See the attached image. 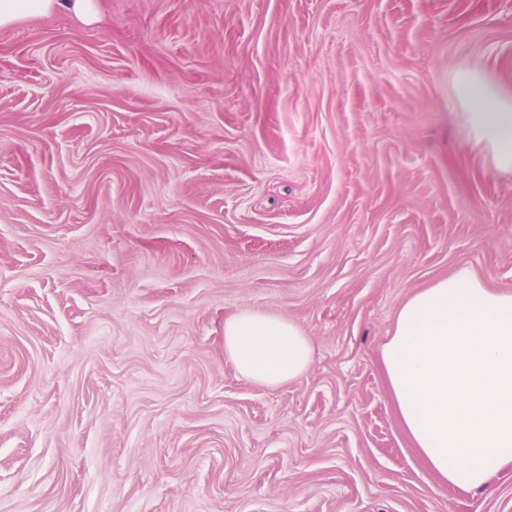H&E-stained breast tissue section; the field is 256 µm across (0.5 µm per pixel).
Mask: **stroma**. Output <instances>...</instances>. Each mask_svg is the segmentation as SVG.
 Instances as JSON below:
<instances>
[{
  "instance_id": "stroma-1",
  "label": "stroma",
  "mask_w": 512,
  "mask_h": 512,
  "mask_svg": "<svg viewBox=\"0 0 512 512\" xmlns=\"http://www.w3.org/2000/svg\"><path fill=\"white\" fill-rule=\"evenodd\" d=\"M0 28V512H512L442 483L382 349L469 268L512 292V0H99ZM257 309L314 361L224 352ZM454 85L469 141L482 145L497 169L512 172V89L475 69L460 71ZM224 351L246 379L278 387L302 376L314 347L296 323L246 309L224 322Z\"/></svg>"
}]
</instances>
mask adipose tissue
<instances>
[{"instance_id":"adipose-tissue-1","label":"adipose tissue","mask_w":512,"mask_h":512,"mask_svg":"<svg viewBox=\"0 0 512 512\" xmlns=\"http://www.w3.org/2000/svg\"><path fill=\"white\" fill-rule=\"evenodd\" d=\"M68 13L98 18L97 0H0V27ZM459 120L495 167L512 172V89L475 69L455 79ZM224 351L246 379L277 387L302 376L314 347L296 323L246 309L224 323ZM383 367L402 424L448 486L493 493L512 465V293L460 268L410 297L383 347Z\"/></svg>"}]
</instances>
